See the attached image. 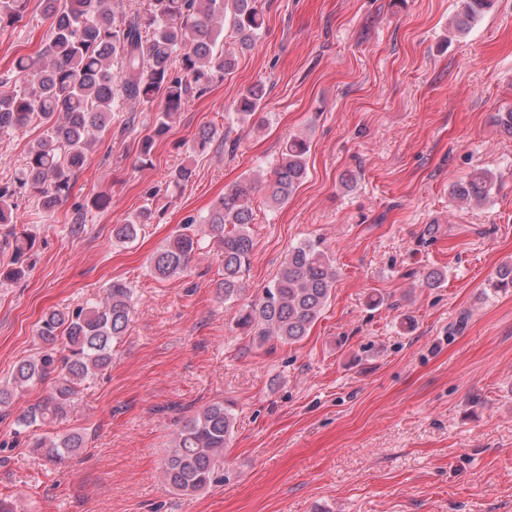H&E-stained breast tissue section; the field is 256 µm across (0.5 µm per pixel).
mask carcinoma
Masks as SVG:
<instances>
[{
	"label": "carcinoma",
	"instance_id": "obj_1",
	"mask_svg": "<svg viewBox=\"0 0 512 512\" xmlns=\"http://www.w3.org/2000/svg\"><path fill=\"white\" fill-rule=\"evenodd\" d=\"M29 0H0V27L22 20ZM454 32L468 33L489 11L494 0H459ZM51 20L46 43L35 57H20L11 74L0 77V134L8 135L36 121L43 137L33 143L15 180L0 186V249L11 253L0 266V284L25 275L24 257L34 237L15 224L16 189H23L45 213H52L68 195L87 152L112 123V112L157 106L151 134L140 143L141 162L149 160L154 141L163 136L185 102L206 93L216 77L235 66V53L224 49V30L231 28L241 47H251L264 27L258 0H148L147 8L128 13L112 8V0H40ZM265 88H245L235 103L236 119L247 121L261 106ZM217 130L200 129L190 146L203 152ZM310 141L295 136L284 144L266 191L279 205L307 176ZM496 177L478 168L454 184L450 195L460 202H484L495 189ZM257 181L246 176L232 185L202 223L224 255V280L219 294L228 302L243 292L241 273L250 264L253 247L252 198ZM154 211L143 207L112 227L121 243L138 236ZM201 249L196 235L170 238L150 259L153 275L161 280L182 276ZM336 283L333 260L318 241L288 251L277 277L263 288L260 302L242 317L258 328L261 341L298 342L308 335L327 305ZM495 291L512 289V264H504L492 281ZM135 309L134 290L114 279L102 302L71 311L52 310L37 329L42 351L17 365L10 381L0 385V409L36 380L59 372L53 391L22 423L64 416L75 403L80 385L112 363V348L126 332ZM234 427V415L216 401L195 416L170 441L163 464L167 485L184 494H197L224 482V453ZM83 436L38 440L34 451L61 463L83 447Z\"/></svg>",
	"mask_w": 512,
	"mask_h": 512
}]
</instances>
